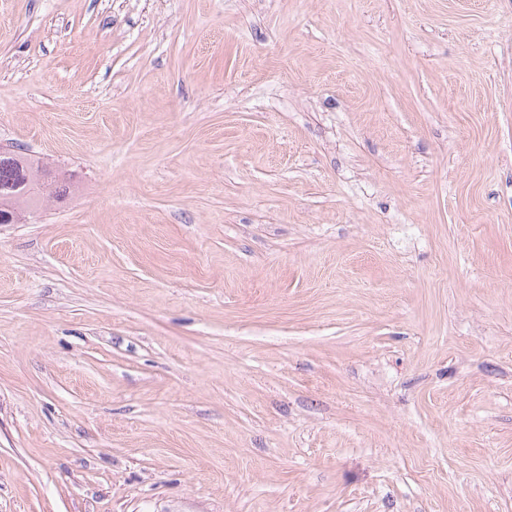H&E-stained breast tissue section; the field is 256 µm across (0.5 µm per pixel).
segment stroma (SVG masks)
<instances>
[{
	"label": "stroma",
	"mask_w": 512,
	"mask_h": 512,
	"mask_svg": "<svg viewBox=\"0 0 512 512\" xmlns=\"http://www.w3.org/2000/svg\"><path fill=\"white\" fill-rule=\"evenodd\" d=\"M0 512H512V0H0ZM41 167L28 160L27 154L21 150L0 153V215L10 211L15 221L24 217L28 208L37 206L42 199L32 201L22 198L21 192L26 182H33L38 177Z\"/></svg>",
	"instance_id": "1"
}]
</instances>
